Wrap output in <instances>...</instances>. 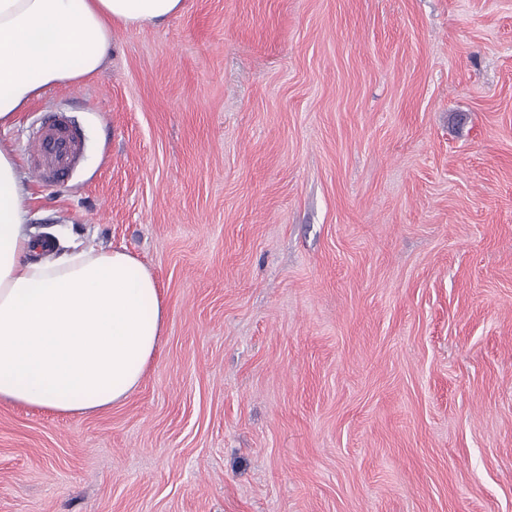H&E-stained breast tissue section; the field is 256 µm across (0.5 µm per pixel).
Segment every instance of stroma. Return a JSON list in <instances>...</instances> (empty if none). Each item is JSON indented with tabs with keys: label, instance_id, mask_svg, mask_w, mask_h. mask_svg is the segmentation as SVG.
Here are the masks:
<instances>
[{
	"label": "stroma",
	"instance_id": "1",
	"mask_svg": "<svg viewBox=\"0 0 512 512\" xmlns=\"http://www.w3.org/2000/svg\"><path fill=\"white\" fill-rule=\"evenodd\" d=\"M0 139L165 309L111 408L0 402V512H512V0H184ZM34 141L40 174L48 182L65 183L76 169L82 151L81 139L68 117L58 115L53 123L42 128Z\"/></svg>",
	"mask_w": 512,
	"mask_h": 512
}]
</instances>
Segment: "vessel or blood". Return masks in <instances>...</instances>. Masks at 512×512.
I'll return each mask as SVG.
<instances>
[{"label":"vessel or blood","instance_id":"obj_1","mask_svg":"<svg viewBox=\"0 0 512 512\" xmlns=\"http://www.w3.org/2000/svg\"><path fill=\"white\" fill-rule=\"evenodd\" d=\"M82 142L66 115H58L42 128L35 139L34 152L39 171L46 181L65 182L77 167Z\"/></svg>","mask_w":512,"mask_h":512}]
</instances>
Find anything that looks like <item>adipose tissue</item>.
<instances>
[{
    "mask_svg": "<svg viewBox=\"0 0 512 512\" xmlns=\"http://www.w3.org/2000/svg\"><path fill=\"white\" fill-rule=\"evenodd\" d=\"M182 0H0V127L48 88L98 72L112 28L158 24ZM26 198L0 142V401L84 415L136 389L164 308L151 272L122 249L31 260Z\"/></svg>",
    "mask_w": 512,
    "mask_h": 512,
    "instance_id": "1",
    "label": "adipose tissue"
}]
</instances>
